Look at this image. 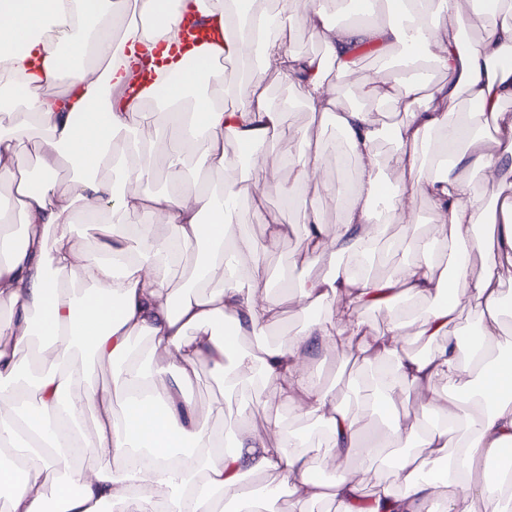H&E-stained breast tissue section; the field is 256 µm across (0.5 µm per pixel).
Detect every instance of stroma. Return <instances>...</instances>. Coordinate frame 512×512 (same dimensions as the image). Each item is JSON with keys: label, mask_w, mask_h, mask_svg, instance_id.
Masks as SVG:
<instances>
[{"label": "stroma", "mask_w": 512, "mask_h": 512, "mask_svg": "<svg viewBox=\"0 0 512 512\" xmlns=\"http://www.w3.org/2000/svg\"><path fill=\"white\" fill-rule=\"evenodd\" d=\"M401 57V47L394 46L385 54L358 61L354 73L346 79V102L355 100L361 84L366 81L393 79L398 73L397 63ZM266 86L271 102L284 112L283 130L274 138V145L285 155L303 153L306 146L300 138V132L309 124V113L288 81L271 73L266 78ZM336 168L335 155L325 153L318 186L309 190L306 196L307 203L320 211L325 229L330 233L342 222V211L336 204V195L341 189ZM231 232L238 238L259 245L260 261L269 276H286L292 289H300L310 279L330 272L328 266L309 264L302 260L299 235L288 236L278 244L269 246L265 243L267 228L261 222L254 221L243 226L235 224ZM321 312L318 306L302 308L296 299L284 303L276 322L267 331V341L272 344L289 342L308 320L319 316ZM307 364L314 377L332 396L340 400L349 399L357 379L368 370L363 359L354 358L352 347L347 342L337 346L335 351L310 355ZM276 392L275 385L270 384L258 392L243 388L234 394H226L223 377L207 367L200 369L187 388V396L194 406V417L198 425L227 433L236 432L245 425L256 430L264 443L271 446L277 440L276 424L284 420L300 435L311 439L314 446L328 448L329 443L322 433L320 421L281 407ZM445 396L442 390L423 396L413 393L401 395L389 409L363 413L361 434L366 438L387 437L396 421L414 420L419 411L443 404Z\"/></svg>", "instance_id": "stroma-1"}]
</instances>
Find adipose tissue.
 Instances as JSON below:
<instances>
[{"mask_svg":"<svg viewBox=\"0 0 512 512\" xmlns=\"http://www.w3.org/2000/svg\"><path fill=\"white\" fill-rule=\"evenodd\" d=\"M400 8L379 21L329 24L322 0H278L268 13L260 0H0V76L21 78L17 109L0 132V184L8 186L22 213V244L0 233V452L20 430L39 436L64 434L67 452L49 446L14 470H1L0 482L14 487L9 512H97L98 505L119 512H220L224 498L241 512H260L245 486L246 473L273 471L288 490L293 512H307L325 496L339 512H430L439 491L454 486L446 512L477 497L500 503L507 492L490 470L503 448L512 446V359L494 356L505 316L501 271L512 267V230L499 242L475 235L491 202L502 223L512 227V0H488L479 20L486 31L479 42L466 34L460 0H399ZM213 22L212 41L182 44L187 11ZM302 26L324 46L319 56L286 51V26ZM365 43L401 46L409 64L423 60L444 70V80L417 82L398 75L361 87L359 103L343 101L330 77L352 71L353 56ZM262 63L247 77L213 70L211 61L234 55L246 59L251 46ZM149 53L157 78L139 99L124 95L126 78L139 52ZM288 80L317 127H334L337 160L354 164L352 192L338 203L343 220L327 235L318 211L304 200L306 186L320 170L324 150L302 132L306 153L298 158L267 152L253 160L246 177L228 174L237 156L274 137L281 113L268 98L265 76ZM477 104L494 130L492 141L454 111L459 97ZM385 104L402 120L392 132L394 165L402 183L393 188L379 177L376 145L383 135L370 103ZM31 142L37 176L21 175L19 148ZM194 155L200 170L225 173L224 182L205 185L184 179L179 163ZM167 158L172 184L164 193L120 192L111 173L150 181L157 158ZM434 164L431 179L417 174ZM70 165L71 184L59 179ZM291 178L281 185L293 202L292 223L265 212L262 186L280 168ZM485 174L483 190H473L470 172ZM427 196L439 217L435 241L448 246L452 284L436 277L435 257L423 237L410 242L413 259L386 280L368 264L388 224L407 221V192ZM145 213L143 224L130 215ZM251 215L269 229V243L301 229L302 258L334 266L331 275L307 282L300 301L328 306L285 345L242 348V336L269 327L288 297L274 290L260 266L256 248L234 241L229 230ZM98 223L99 256L85 255L75 242L78 221ZM170 228L168 236L155 224ZM204 247L197 267V290L175 295L170 277L180 256ZM492 253L486 273L470 278L472 252ZM466 288L459 297L455 286ZM406 294L419 305V335L436 343L425 356H405L397 344L402 327L358 345L378 364L356 395V407L332 399L308 372L305 354L334 350L353 317L364 306ZM342 308H333L336 299ZM477 318L476 335L459 325L463 311ZM39 343L41 354L27 379L18 350ZM112 368V383L91 388L84 399L70 398L72 386L92 366ZM234 373L254 385L270 383L288 409L323 420L332 450L320 453L280 423L276 447L240 429L232 450L222 433L200 427L185 387L201 366ZM448 391L441 424L421 421L395 426L390 441L413 444L390 465V481L372 495L348 478L331 488L313 479L318 465L350 457L366 465L382 447L359 440V415L384 408L400 394L434 388ZM94 408V433L83 426ZM103 460L89 470L87 454ZM122 458L118 467L108 460Z\"/></svg>","mask_w":512,"mask_h":512,"instance_id":"obj_1","label":"adipose tissue"}]
</instances>
